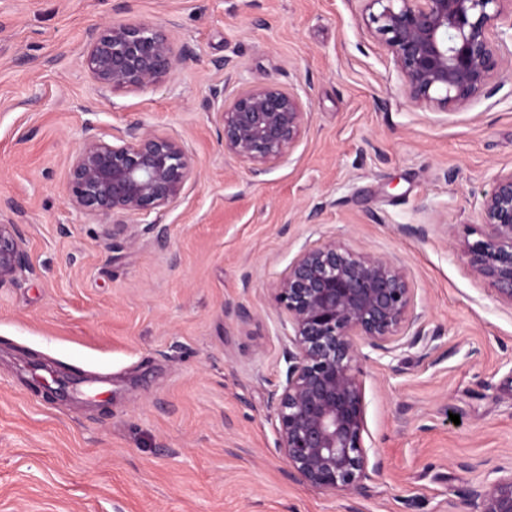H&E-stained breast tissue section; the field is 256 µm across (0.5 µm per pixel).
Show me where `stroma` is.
I'll list each match as a JSON object with an SVG mask.
<instances>
[{
  "instance_id": "35a3bbf8",
  "label": "stroma",
  "mask_w": 512,
  "mask_h": 512,
  "mask_svg": "<svg viewBox=\"0 0 512 512\" xmlns=\"http://www.w3.org/2000/svg\"><path fill=\"white\" fill-rule=\"evenodd\" d=\"M362 0H0V203L31 269L0 284V512H448L512 464V308L461 259L512 170V16L502 66L456 114L412 105ZM148 21L188 46L158 85L101 92L89 31ZM272 80L307 124L256 175L224 152L213 87ZM180 136L195 155L166 241L114 238L66 199L85 124ZM426 224L428 238L400 233ZM338 239L404 267L428 352L360 345L363 493L289 474L271 404L293 329L275 286ZM459 422H452V415Z\"/></svg>"
}]
</instances>
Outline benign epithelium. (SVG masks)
I'll return each mask as SVG.
<instances>
[{"label": "benign epithelium", "instance_id": "7a95c632", "mask_svg": "<svg viewBox=\"0 0 512 512\" xmlns=\"http://www.w3.org/2000/svg\"><path fill=\"white\" fill-rule=\"evenodd\" d=\"M400 73L407 98L422 108L458 110L490 85L500 67L490 29L512 0H365ZM190 50L146 21L109 23L88 37L83 64L102 91H142L168 78ZM224 150L255 173L290 156L308 120L300 97L272 80L221 103ZM68 168L69 204L92 217H110L106 237L123 231V218L143 220L178 200L195 161L181 139L126 128L112 141L87 124ZM482 238L461 258L512 306V171L494 178L479 210ZM30 270L23 237L0 219V284ZM276 302L294 335L285 384L275 397L277 447L291 474L322 490L362 492L369 456L362 370L357 341L384 354L393 337L421 319L414 289L387 257L328 240L302 249L276 285ZM496 467L470 486L452 512H512V471Z\"/></svg>", "mask_w": 512, "mask_h": 512}]
</instances>
